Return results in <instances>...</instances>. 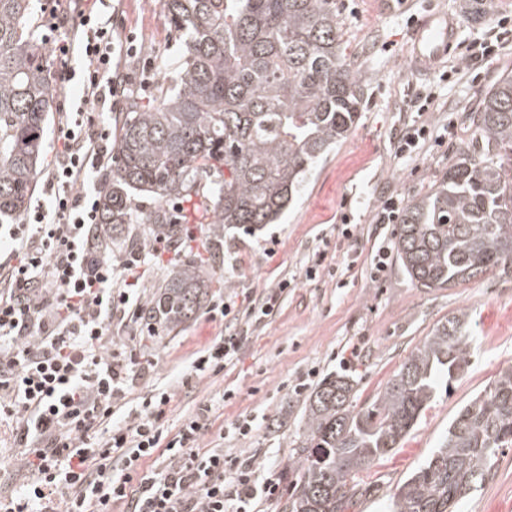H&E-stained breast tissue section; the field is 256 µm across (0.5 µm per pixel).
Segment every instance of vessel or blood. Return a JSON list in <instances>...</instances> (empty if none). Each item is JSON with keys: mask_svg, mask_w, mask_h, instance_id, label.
<instances>
[{"mask_svg": "<svg viewBox=\"0 0 512 512\" xmlns=\"http://www.w3.org/2000/svg\"><path fill=\"white\" fill-rule=\"evenodd\" d=\"M458 40V26L451 15L434 10L410 33L409 57L413 70L427 76L443 66Z\"/></svg>", "mask_w": 512, "mask_h": 512, "instance_id": "1", "label": "vessel or blood"}]
</instances>
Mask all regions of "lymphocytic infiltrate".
Here are the masks:
<instances>
[{
  "instance_id": "lymphocytic-infiltrate-1",
  "label": "lymphocytic infiltrate",
  "mask_w": 512,
  "mask_h": 512,
  "mask_svg": "<svg viewBox=\"0 0 512 512\" xmlns=\"http://www.w3.org/2000/svg\"><path fill=\"white\" fill-rule=\"evenodd\" d=\"M60 66L59 86L79 82L83 98L59 115L56 160L44 191L49 205L5 225L13 240L0 261V422L29 474L25 491L0 495V512H256L276 500L280 482L255 457L203 447L210 406L169 429L171 393L162 390L115 423L143 366L117 347L113 322L141 318L135 290L149 249L113 258L99 236L92 176L112 157V126L101 118L123 94L117 60L136 46L113 38L112 20L90 0H52L41 20ZM512 53V16L497 14L483 37L465 45L472 78L482 63ZM287 281L262 289L247 307L224 299L223 336L190 363L195 377L219 374L280 306Z\"/></svg>"
}]
</instances>
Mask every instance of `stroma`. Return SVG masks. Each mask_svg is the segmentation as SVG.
I'll use <instances>...</instances> for the list:
<instances>
[{
	"label": "stroma",
	"instance_id": "35a3bbf8",
	"mask_svg": "<svg viewBox=\"0 0 512 512\" xmlns=\"http://www.w3.org/2000/svg\"><path fill=\"white\" fill-rule=\"evenodd\" d=\"M383 2L336 0L342 49L365 89L348 137L318 162L277 223L250 235L225 229L216 242L224 285L211 290L193 320L171 331L158 329L152 337L140 323L120 337L139 346L143 359L152 363L131 388L129 408H139L145 398L166 389L172 394L170 427L204 404L212 406L216 426L251 420L247 437L226 438L224 446L251 449L260 467L280 478L289 473L303 432V399L292 387L310 369L324 377L339 373L338 355L361 345L350 374L354 403L364 407L439 321L468 312V367L451 385H438L401 448L361 473L364 491L347 512H382L384 498L426 461L458 409L501 368L512 365V276L493 271L453 288L428 290L412 286L393 259L383 280L369 277L379 241L396 235L395 227L375 222L381 201L393 196L406 204L428 194L473 140L471 112L502 76L512 74V58L505 56L486 63L475 85L415 75L406 54L411 28L398 13L385 11ZM405 8L418 19L433 9L448 11L458 22L460 41L468 43L483 34L496 14L512 12V0H407ZM112 25L115 38L133 39L138 47L137 56L123 58L120 68L136 78L145 64L153 66L144 97H153L160 82L175 83L176 70L155 66L159 57L174 59L183 51L166 22L162 0H114ZM423 86L440 93L444 108L426 113L430 138L424 146L396 157V141L416 118L413 99ZM442 134L447 143L436 145L435 137ZM345 225L351 237L342 236ZM314 265L321 271L308 277ZM283 278L288 293L278 312L250 329L238 361L219 374L187 379L193 355L224 329L220 310L225 295L246 301ZM229 389L236 396L223 401ZM460 512H512V449L499 457L493 477L462 502Z\"/></svg>",
	"mask_w": 512,
	"mask_h": 512
}]
</instances>
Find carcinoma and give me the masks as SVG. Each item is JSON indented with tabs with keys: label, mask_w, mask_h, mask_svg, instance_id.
Returning a JSON list of instances; mask_svg holds the SVG:
<instances>
[{
	"label": "carcinoma",
	"mask_w": 512,
	"mask_h": 512,
	"mask_svg": "<svg viewBox=\"0 0 512 512\" xmlns=\"http://www.w3.org/2000/svg\"><path fill=\"white\" fill-rule=\"evenodd\" d=\"M164 8L184 46L165 63L178 77L157 88L155 104L130 96L99 205L114 246L157 236L180 245L168 204L200 198L209 235L143 306L146 322L174 329L223 279L212 241L226 227L255 231L280 218L310 169L348 136L364 92L343 58L336 0H164ZM33 9L34 0H0V223L27 207L52 104L53 71L35 40ZM471 120L476 136L448 175L401 215L396 253L417 288L512 273V75L487 92ZM136 192L153 194L158 208L133 207ZM469 324L461 312L434 326L360 409L347 376L308 394L285 512H346L358 475L400 447L439 379L451 382L467 368ZM510 448L512 365L458 410L388 512H457Z\"/></svg>",
	"instance_id": "carcinoma-1"
}]
</instances>
